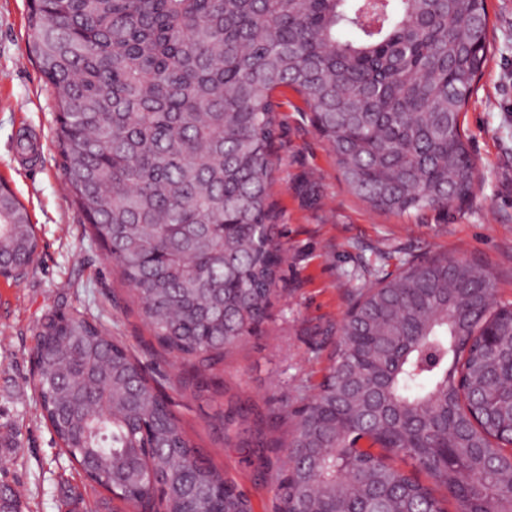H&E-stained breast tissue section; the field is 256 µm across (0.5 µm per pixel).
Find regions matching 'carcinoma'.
Here are the masks:
<instances>
[{
  "instance_id": "obj_1",
  "label": "carcinoma",
  "mask_w": 512,
  "mask_h": 512,
  "mask_svg": "<svg viewBox=\"0 0 512 512\" xmlns=\"http://www.w3.org/2000/svg\"><path fill=\"white\" fill-rule=\"evenodd\" d=\"M65 184L159 346L198 387L264 323L284 254L279 89L302 96L351 191L390 213L469 200L461 125L487 0H28ZM38 238L0 184V270ZM42 416L87 479L163 512H254L124 342L79 309L37 327ZM280 447L277 512H512V306L432 255L360 288ZM229 441L245 410L217 415ZM425 475L424 483L419 475Z\"/></svg>"
}]
</instances>
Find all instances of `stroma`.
<instances>
[{
  "label": "stroma",
  "mask_w": 512,
  "mask_h": 512,
  "mask_svg": "<svg viewBox=\"0 0 512 512\" xmlns=\"http://www.w3.org/2000/svg\"><path fill=\"white\" fill-rule=\"evenodd\" d=\"M490 60L462 125L478 160L473 198L448 210L372 209L345 183L312 114L293 91L280 96L275 153L276 237L286 262L258 336L246 338L208 375L186 384L187 364L161 349L131 288L90 236L63 184L52 92L29 55L26 0H0V179L36 226L38 255L17 283L0 279V488L20 491L21 512H100L92 488L42 419L32 384L36 324L77 308L96 318L141 361L192 440L247 495L275 512L282 456L259 442L285 437L275 408L301 406L329 364L336 330L356 289L375 269L433 254L482 264L497 300L512 303V0H489ZM32 153L17 149L19 136ZM249 420L228 445L216 418L231 405Z\"/></svg>",
  "instance_id": "obj_1"
}]
</instances>
